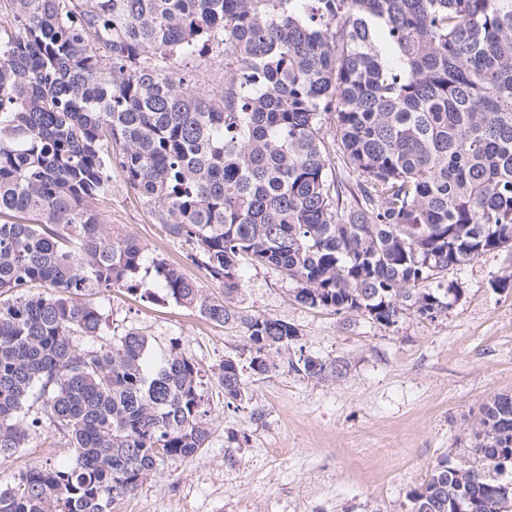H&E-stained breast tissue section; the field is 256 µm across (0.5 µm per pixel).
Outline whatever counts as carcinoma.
<instances>
[{
  "instance_id": "cac0c4a2",
  "label": "carcinoma",
  "mask_w": 512,
  "mask_h": 512,
  "mask_svg": "<svg viewBox=\"0 0 512 512\" xmlns=\"http://www.w3.org/2000/svg\"><path fill=\"white\" fill-rule=\"evenodd\" d=\"M0 24V456L57 432L66 464L0 487V512H111L211 436L202 369L116 331L88 296L171 300L252 343L298 336L236 310L240 265L312 308L434 320L448 270L512 244V0H7ZM224 60L204 90L189 63ZM334 120L333 137L324 129ZM353 178L333 177L331 154ZM224 288L108 233L112 166ZM109 340L90 347L80 340ZM318 380L342 359H301ZM243 368L218 378L244 400ZM409 512H512V394L485 402L466 463L441 459Z\"/></svg>"
}]
</instances>
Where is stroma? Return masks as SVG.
Returning a JSON list of instances; mask_svg holds the SVG:
<instances>
[{"label":"stroma","mask_w":512,"mask_h":512,"mask_svg":"<svg viewBox=\"0 0 512 512\" xmlns=\"http://www.w3.org/2000/svg\"><path fill=\"white\" fill-rule=\"evenodd\" d=\"M99 213L108 230L142 243L148 257L181 265L218 293L191 262L192 245L165 234L120 168ZM510 273L512 247L484 253L448 271L459 296L445 315H405L387 328L301 305L294 281L243 265L239 310L298 330L264 375L248 370L252 344L240 327L122 288L96 295L113 326L150 337L152 358L175 344L199 363L210 404L206 448L189 461L158 462L113 512H407L411 492L439 460L466 459L482 404L512 393V286L496 284ZM228 355L245 367L246 397L235 409L226 407L217 378ZM303 355L346 360L348 372L329 381L308 377L294 368ZM70 457L63 435H30L15 455L0 457V486L26 468Z\"/></svg>","instance_id":"stroma-1"}]
</instances>
